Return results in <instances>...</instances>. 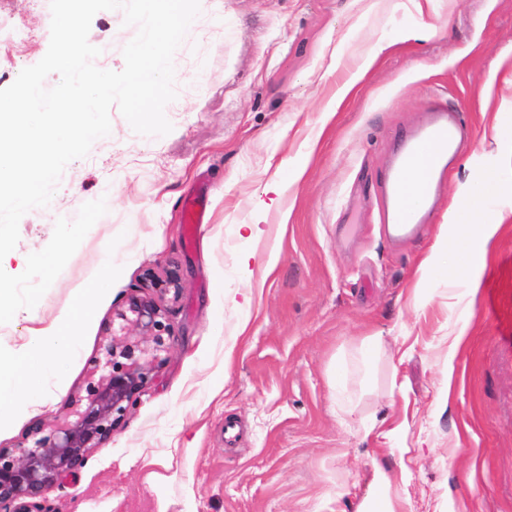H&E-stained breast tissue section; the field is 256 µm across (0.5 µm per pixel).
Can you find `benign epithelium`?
Segmentation results:
<instances>
[{"instance_id":"7a95c632","label":"benign epithelium","mask_w":512,"mask_h":512,"mask_svg":"<svg viewBox=\"0 0 512 512\" xmlns=\"http://www.w3.org/2000/svg\"><path fill=\"white\" fill-rule=\"evenodd\" d=\"M112 320L118 327L104 345V360L95 361L85 395L70 401L73 419L48 433L35 428L30 446L0 449V507L31 512L28 500L43 497L112 441L137 395L156 378L172 336L167 310L150 295L134 296Z\"/></svg>"}]
</instances>
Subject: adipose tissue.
I'll list each match as a JSON object with an SVG mask.
<instances>
[{
	"mask_svg": "<svg viewBox=\"0 0 512 512\" xmlns=\"http://www.w3.org/2000/svg\"><path fill=\"white\" fill-rule=\"evenodd\" d=\"M112 272V253L107 250L87 274L70 307L55 320L29 328L26 342L0 358V421L47 403L46 387L59 381L63 364L78 352V327L94 301L105 294Z\"/></svg>",
	"mask_w": 512,
	"mask_h": 512,
	"instance_id": "adipose-tissue-1",
	"label": "adipose tissue"
}]
</instances>
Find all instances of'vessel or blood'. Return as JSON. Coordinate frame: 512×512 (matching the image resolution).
<instances>
[{
	"label": "vessel or blood",
	"mask_w": 512,
	"mask_h": 512,
	"mask_svg": "<svg viewBox=\"0 0 512 512\" xmlns=\"http://www.w3.org/2000/svg\"><path fill=\"white\" fill-rule=\"evenodd\" d=\"M465 125L454 112L434 106L428 122L401 140L382 185L384 222L402 235L422 223L425 208L444 184L454 154L464 142ZM181 222L186 240H194L204 220L202 197L185 199Z\"/></svg>",
	"instance_id": "1"
}]
</instances>
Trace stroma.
Segmentation results:
<instances>
[{
  "label": "stroma",
  "mask_w": 512,
  "mask_h": 512,
  "mask_svg": "<svg viewBox=\"0 0 512 512\" xmlns=\"http://www.w3.org/2000/svg\"><path fill=\"white\" fill-rule=\"evenodd\" d=\"M200 4L174 56L171 132L137 134L111 109L110 134L68 164L0 260L20 274L58 218L105 199L37 305L0 324L5 355L33 320L58 316L111 249L112 281L62 369L63 393L0 427V448L63 421L113 314L131 295L160 297L173 276L181 292L167 304L171 345L156 380L111 443L45 494L47 512H359L379 469L410 512H512V0H430L421 11L415 0ZM50 22L49 0H0V89L44 57ZM136 32L122 10L101 11L88 39L110 46L104 67L119 71ZM434 102L460 114L472 144L427 223L396 245L377 194L400 138ZM493 172L483 221L498 230L483 265L414 291L439 232L448 265L460 260L466 228L447 222L448 209ZM274 180L287 185L282 206L260 210ZM202 184L205 222L190 244L180 208ZM242 224L259 225L261 241L243 239ZM458 334L467 341L452 358ZM368 336L380 339L369 376H338ZM388 48L387 43H380L372 56L347 80L336 92L337 100H344L354 89L357 83L363 78L367 69L373 64L375 59Z\"/></svg>",
  "instance_id": "35a3bbf8"
}]
</instances>
